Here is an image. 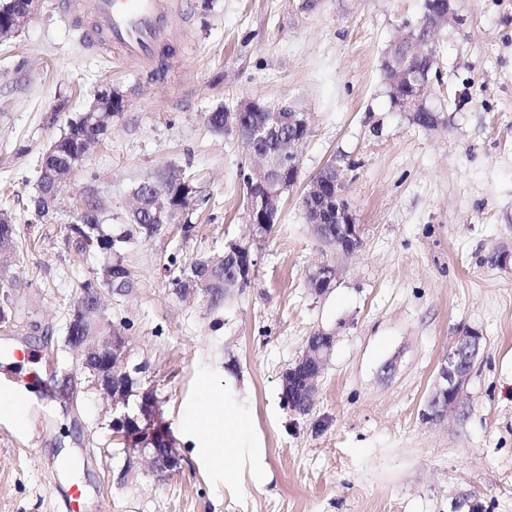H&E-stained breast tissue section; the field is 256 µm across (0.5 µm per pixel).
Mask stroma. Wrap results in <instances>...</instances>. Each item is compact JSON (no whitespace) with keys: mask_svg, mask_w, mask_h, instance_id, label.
Returning <instances> with one entry per match:
<instances>
[{"mask_svg":"<svg viewBox=\"0 0 512 512\" xmlns=\"http://www.w3.org/2000/svg\"><path fill=\"white\" fill-rule=\"evenodd\" d=\"M61 2L39 0L0 43V188L30 243L0 263L17 280L0 347L28 348L17 368L40 378L23 391L26 427L0 413V512H67L75 485L84 512H512V0H453L425 93L433 128L394 103L384 69L424 0H176L182 21L158 68L81 46ZM106 85L127 95L125 111L57 210L36 216L43 152ZM246 99L308 122L302 180L264 232L242 179L256 162L208 123ZM332 160L362 229L349 256L314 235L301 205L306 178ZM171 169L209 201L184 215L192 236L168 224L126 251L133 286L104 310L146 362L142 384L184 459L160 481L145 466L123 474L112 407L64 347L73 285L107 258L68 246L62 227L94 195L120 232L135 188ZM231 243L256 261L246 287L217 305L176 293L170 255L187 265ZM326 261L340 275L318 295L308 275ZM465 329L482 337L469 406L425 421L440 359ZM318 332L334 345L304 415L285 407L280 376ZM206 380L245 391L261 468L246 455L227 479L196 458L181 422Z\"/></svg>","mask_w":512,"mask_h":512,"instance_id":"1","label":"stroma"}]
</instances>
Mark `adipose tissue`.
Segmentation results:
<instances>
[{
  "instance_id": "adipose-tissue-1",
  "label": "adipose tissue",
  "mask_w": 512,
  "mask_h": 512,
  "mask_svg": "<svg viewBox=\"0 0 512 512\" xmlns=\"http://www.w3.org/2000/svg\"><path fill=\"white\" fill-rule=\"evenodd\" d=\"M183 428L212 469L228 477L234 475L247 432V422L234 403L209 384H202L201 400L185 417Z\"/></svg>"
}]
</instances>
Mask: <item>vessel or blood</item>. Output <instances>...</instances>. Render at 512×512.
I'll use <instances>...</instances> for the list:
<instances>
[{
	"label": "vessel or blood",
	"instance_id": "vessel-or-blood-1",
	"mask_svg": "<svg viewBox=\"0 0 512 512\" xmlns=\"http://www.w3.org/2000/svg\"><path fill=\"white\" fill-rule=\"evenodd\" d=\"M71 8L95 20L86 35L89 45L117 50L130 63L154 60L176 21L173 0H73Z\"/></svg>",
	"mask_w": 512,
	"mask_h": 512
}]
</instances>
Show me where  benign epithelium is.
I'll use <instances>...</instances> for the list:
<instances>
[{"mask_svg": "<svg viewBox=\"0 0 512 512\" xmlns=\"http://www.w3.org/2000/svg\"><path fill=\"white\" fill-rule=\"evenodd\" d=\"M36 6L18 11L13 0H0V42L17 35L22 24L33 16ZM454 19L451 8H443L422 22L418 28L391 49L384 67L391 93L398 104L408 107L417 117L429 113L423 105V97L433 68V50L430 38ZM116 89L106 86L95 93L86 112L112 111V94ZM224 129L235 133L246 154L264 161L263 171L254 177L245 176L248 183L261 190L248 193L249 212L255 217L257 227L262 229L276 223L281 194L297 182L300 176L299 148L306 136L307 121L303 113L281 104L267 107L257 101L240 104L234 111L224 113ZM74 141L66 157L65 165L54 152L60 150L54 144L44 154L40 180L52 184L54 191L61 194L75 176L87 155L84 144L90 138L84 134L70 136ZM315 203L305 212L307 223L322 242L337 250L352 254L362 247L360 227L346 198V174L340 166L331 163L325 166L311 181L304 195ZM224 261L230 262L231 273L225 287H244L254 272V260L247 248L234 245L224 254ZM338 268L330 263L318 265L309 274V284L317 294L332 288L338 278ZM127 286V280L118 267L112 268V280H102L84 295L76 306L70 322V339L76 343V350L82 364L97 363L98 380L95 388L102 398L112 405L126 403L127 395L123 380L135 371L147 370V364H130V349L127 337L116 328H108L104 336H91L86 316L93 314L104 321L101 296L109 290ZM334 337L321 334L317 342L308 343L296 360L281 376V396L293 410L302 413L310 411L318 391L319 379L330 357ZM482 349L481 336L472 330L455 336L443 355L436 375L433 390L427 402V414L431 420L459 414L469 405L467 386L472 370ZM133 419L141 426L136 435L117 434L124 443L125 471L129 472L140 463L149 465L151 473L158 480H166L180 472L182 458L173 448L168 424L154 411L140 409V415L132 417L123 412L112 418L111 426L116 427Z\"/></svg>", "mask_w": 512, "mask_h": 512, "instance_id": "benign-epithelium-1", "label": "benign epithelium"}]
</instances>
